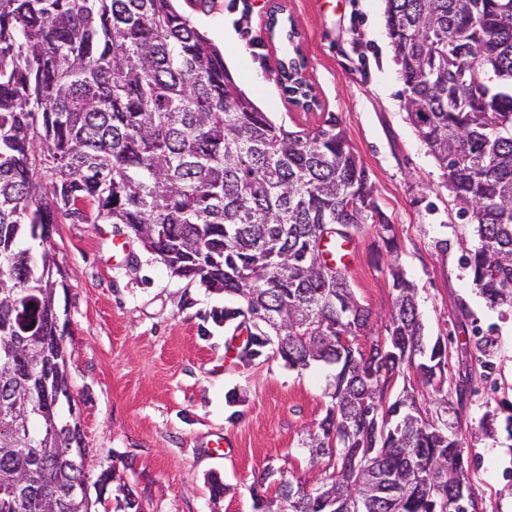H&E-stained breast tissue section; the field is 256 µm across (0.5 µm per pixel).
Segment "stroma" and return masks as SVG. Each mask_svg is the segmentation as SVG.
Here are the masks:
<instances>
[{"mask_svg":"<svg viewBox=\"0 0 512 512\" xmlns=\"http://www.w3.org/2000/svg\"><path fill=\"white\" fill-rule=\"evenodd\" d=\"M274 5L298 32L311 108L289 101L276 82L292 44L267 34ZM177 7L223 47L229 70L274 122L300 130L338 116L395 227L389 251L375 226L364 225L350 285L361 305L382 315L394 298L388 263L397 261L414 283L427 340L448 345L446 418L463 438L478 512H512V439L480 427L486 412L512 414V314L488 309L471 286L462 256L478 238L401 108L383 0ZM116 238L127 239L130 256L113 252ZM52 241L68 284L57 308L69 323L71 389L94 468L115 465L150 512H257L256 495L275 497L279 479L320 485L324 472L309 465L301 440L325 414L334 367L291 369L268 346L245 358L248 324L224 319L236 299L174 276L123 227L63 217ZM220 436L231 460L211 455L208 444ZM270 467L279 477L265 478Z\"/></svg>","mask_w":512,"mask_h":512,"instance_id":"1","label":"stroma"}]
</instances>
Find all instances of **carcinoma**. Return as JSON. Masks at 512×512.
I'll use <instances>...</instances> for the list:
<instances>
[{
	"label": "carcinoma",
	"mask_w": 512,
	"mask_h": 512,
	"mask_svg": "<svg viewBox=\"0 0 512 512\" xmlns=\"http://www.w3.org/2000/svg\"><path fill=\"white\" fill-rule=\"evenodd\" d=\"M402 109L443 170L478 246L463 255L492 309H512V0H384ZM296 58L278 63L297 88ZM122 224L172 274L237 298L224 320L288 367L336 368L331 404L303 440L306 490L282 479L261 512H468L461 436L416 393L442 392L448 354L424 343L415 285L388 264L384 338L347 275L323 259L330 234L394 225L335 114L310 129L273 122L224 54L174 0H0V512H86L68 498L91 478L64 363L66 288L51 241L58 217ZM364 349L341 341L357 331ZM402 391L390 392L397 378ZM50 399L28 411V394ZM56 431L49 432V427ZM115 512H142L123 487Z\"/></svg>",
	"instance_id": "carcinoma-1"
}]
</instances>
